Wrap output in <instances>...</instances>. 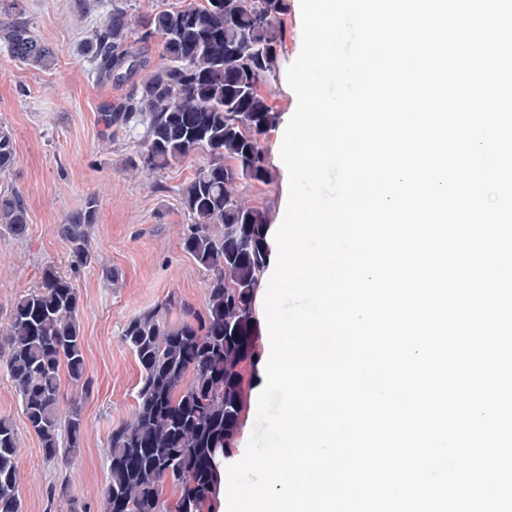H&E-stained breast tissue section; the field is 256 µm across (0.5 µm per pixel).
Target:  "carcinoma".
<instances>
[{
	"instance_id": "cac0c4a2",
	"label": "carcinoma",
	"mask_w": 512,
	"mask_h": 512,
	"mask_svg": "<svg viewBox=\"0 0 512 512\" xmlns=\"http://www.w3.org/2000/svg\"><path fill=\"white\" fill-rule=\"evenodd\" d=\"M105 20L85 54L98 79L125 85L124 99L103 114L109 133L135 140L143 165L160 171L195 152L210 157L179 193L188 224L183 249L208 273L202 309L173 294L129 318L122 342L140 368L130 420L107 437L103 512H216L223 461L233 452L246 390L259 361L254 298L268 264L266 210L238 192L265 185L263 138L280 122L266 87L279 73L287 0H182L134 15L123 0H101ZM162 62L151 64L154 39ZM0 42L23 65L48 66L54 53L32 34L19 3L0 21ZM16 159L0 125V172ZM99 199L60 225L75 267L91 261L90 230ZM28 212L21 193L0 188V236L22 237ZM181 321H170L173 311ZM4 369L26 428L44 460L68 468L84 441L82 405L64 404L61 375L85 392L80 297L70 278L46 267L39 286L16 298L0 319ZM19 432L0 416V512H22L16 454ZM170 486V494L164 487ZM46 497L58 512H87L62 480Z\"/></svg>"
}]
</instances>
